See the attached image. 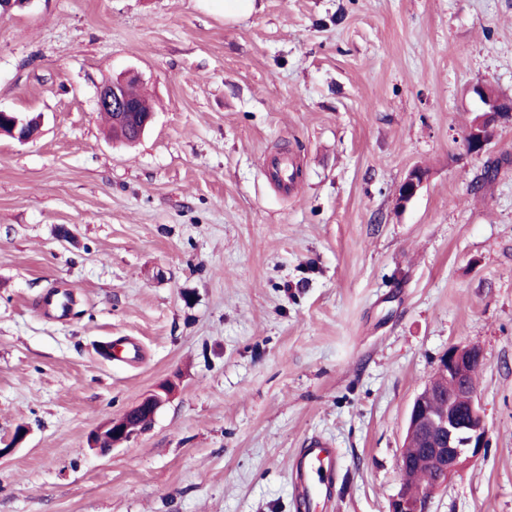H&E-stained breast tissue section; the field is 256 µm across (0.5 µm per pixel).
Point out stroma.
Masks as SVG:
<instances>
[{
	"label": "stroma",
	"instance_id": "1",
	"mask_svg": "<svg viewBox=\"0 0 512 512\" xmlns=\"http://www.w3.org/2000/svg\"><path fill=\"white\" fill-rule=\"evenodd\" d=\"M125 74L156 112L130 147L96 107ZM480 80L512 97V0L0 18V108L43 117L0 136V512H297L292 455L315 436L340 461L327 512H389L409 409L453 344L482 352L488 446L427 512H512V124L465 152ZM276 153L291 190L262 168ZM128 339L138 358L105 357ZM161 387L148 429L89 449ZM426 178L427 173L424 170L420 168L411 170L400 186L398 205L403 207L407 202H409L422 187Z\"/></svg>",
	"mask_w": 512,
	"mask_h": 512
}]
</instances>
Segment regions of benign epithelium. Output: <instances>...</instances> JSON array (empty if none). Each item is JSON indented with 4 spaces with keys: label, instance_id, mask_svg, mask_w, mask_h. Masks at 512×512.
I'll use <instances>...</instances> for the list:
<instances>
[{
    "label": "benign epithelium",
    "instance_id": "benign-epithelium-1",
    "mask_svg": "<svg viewBox=\"0 0 512 512\" xmlns=\"http://www.w3.org/2000/svg\"><path fill=\"white\" fill-rule=\"evenodd\" d=\"M129 78H118L102 85L97 93V108L105 109L116 115L119 120H135L140 132H145L153 121V114L136 115L137 107L123 94L122 87ZM472 92L482 103L479 113L466 129L463 145L470 155L484 154L497 134V128L503 123L512 122V100L498 96L491 84L477 82ZM10 121L9 136L21 143L30 140L27 127L29 119L25 116L0 109V117ZM427 173L415 168L406 176L400 186L398 205L409 202L422 187ZM482 365L480 351L471 346H451L441 356L433 379L457 381L465 379L470 371ZM434 384L430 383L415 397L407 421L405 445L418 440L423 444L424 455L436 464V481L421 490L407 486L400 480V488L390 503V512H427V501L434 490L458 473L469 462L481 456L487 446V430L478 401L477 388L463 385L462 390L468 398V414L461 417L453 406L444 413L435 415L430 409V399ZM164 401L162 395L151 393L144 396L136 409L155 416ZM134 432L123 420L105 422L90 439V447L99 454H107L112 448L128 441Z\"/></svg>",
    "mask_w": 512,
    "mask_h": 512
}]
</instances>
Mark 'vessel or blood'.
Returning a JSON list of instances; mask_svg holds the SVG:
<instances>
[{
  "mask_svg": "<svg viewBox=\"0 0 512 512\" xmlns=\"http://www.w3.org/2000/svg\"><path fill=\"white\" fill-rule=\"evenodd\" d=\"M291 475L296 500L303 512H312L319 502L331 500L336 493L339 464L335 448L322 438L310 439L297 450Z\"/></svg>",
  "mask_w": 512,
  "mask_h": 512,
  "instance_id": "b4317fda",
  "label": "vessel or blood"
}]
</instances>
